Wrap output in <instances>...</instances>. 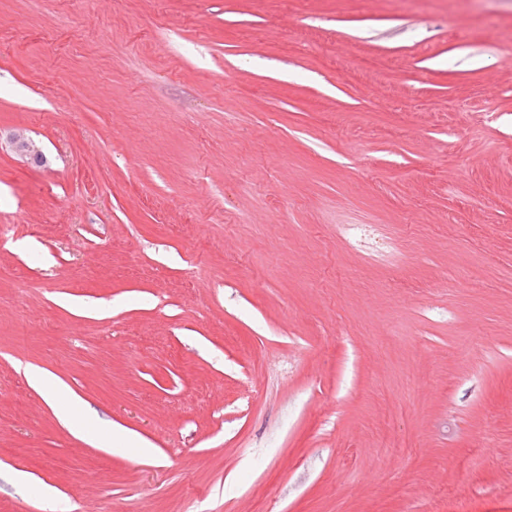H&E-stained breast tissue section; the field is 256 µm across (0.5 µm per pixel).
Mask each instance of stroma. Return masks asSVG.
<instances>
[{
    "label": "stroma",
    "instance_id": "stroma-1",
    "mask_svg": "<svg viewBox=\"0 0 512 512\" xmlns=\"http://www.w3.org/2000/svg\"><path fill=\"white\" fill-rule=\"evenodd\" d=\"M511 53L512 0H0V512H512ZM34 384L40 391H46L47 400L63 426L76 430V420L81 416V408L76 398L59 385H52L45 375L34 377ZM112 438L113 441H120L123 443L124 448H128L139 457L146 456L150 453V448L140 437L128 432L121 428L112 427V431L102 433V439L108 441Z\"/></svg>",
    "mask_w": 512,
    "mask_h": 512
}]
</instances>
